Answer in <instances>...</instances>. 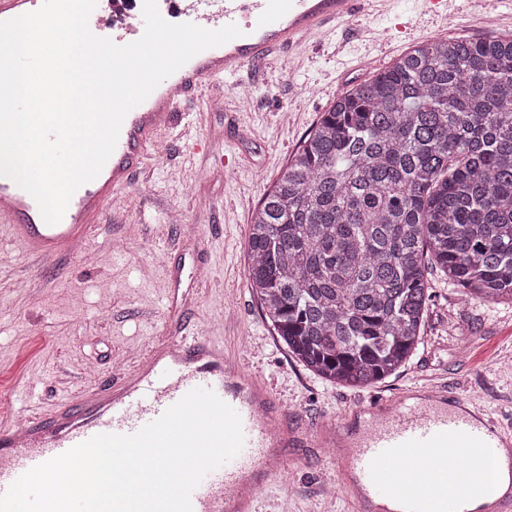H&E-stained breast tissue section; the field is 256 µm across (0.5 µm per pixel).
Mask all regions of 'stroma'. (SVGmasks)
<instances>
[{
  "mask_svg": "<svg viewBox=\"0 0 512 512\" xmlns=\"http://www.w3.org/2000/svg\"><path fill=\"white\" fill-rule=\"evenodd\" d=\"M453 5L438 18L418 0L383 2L280 53L250 76L249 96L226 89L223 110H207L202 97L187 104L198 125L185 137L166 134L172 150L143 166L89 236L87 252L103 263H39L0 231V252L14 258L0 266V421L76 400L89 386L88 362L107 386L140 351L188 335L223 342L234 362L273 389L288 474L258 478L255 512H357L339 486L332 447L320 444L356 399L439 384L474 397L512 432V305L466 300L433 273L417 353L376 385L352 388L322 381L289 354L246 280L251 213L337 96L419 42L512 36V10L501 0L479 10L470 0ZM198 264L213 275L194 284L189 273Z\"/></svg>",
  "mask_w": 512,
  "mask_h": 512,
  "instance_id": "obj_1",
  "label": "stroma"
}]
</instances>
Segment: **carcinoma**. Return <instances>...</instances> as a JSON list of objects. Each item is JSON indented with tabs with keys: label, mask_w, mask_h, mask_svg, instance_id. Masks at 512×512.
Segmentation results:
<instances>
[{
	"label": "carcinoma",
	"mask_w": 512,
	"mask_h": 512,
	"mask_svg": "<svg viewBox=\"0 0 512 512\" xmlns=\"http://www.w3.org/2000/svg\"><path fill=\"white\" fill-rule=\"evenodd\" d=\"M247 252L276 336L347 387L410 361L433 272L512 304V38L425 41L339 95L252 211Z\"/></svg>",
	"instance_id": "1"
}]
</instances>
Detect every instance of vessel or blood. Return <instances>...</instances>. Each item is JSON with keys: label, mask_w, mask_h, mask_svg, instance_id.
<instances>
[{"label": "vessel or blood", "mask_w": 512, "mask_h": 512, "mask_svg": "<svg viewBox=\"0 0 512 512\" xmlns=\"http://www.w3.org/2000/svg\"><path fill=\"white\" fill-rule=\"evenodd\" d=\"M364 0H157L163 18L208 30L236 24L241 37L204 50L163 80L125 117L116 147L101 172L71 198L62 219L47 224L34 198L0 176V228L36 260L74 254L101 224L113 200L131 187L145 160L158 156L163 132L184 116L183 105L203 92L208 104L224 97V79L257 68L309 34L343 21ZM43 0H0V21L37 10ZM143 0H108L95 6L91 32L126 45L144 33ZM120 382L83 392L76 403L24 425L0 423V492L31 468L99 433L130 434L159 418L190 390H213L241 418L244 445L231 461L209 473L191 495L193 512H251L255 473L279 475L280 459L269 455L273 396L253 374L225 358L213 340L169 341L148 352ZM363 417L345 465L357 489V506L400 500L402 512H466V493H481L479 466L471 448L495 457L512 447L473 399L429 385L396 400L356 401Z\"/></svg>", "instance_id": "obj_1"}]
</instances>
